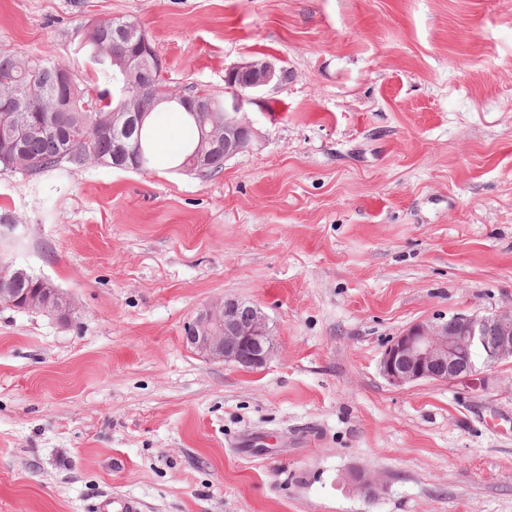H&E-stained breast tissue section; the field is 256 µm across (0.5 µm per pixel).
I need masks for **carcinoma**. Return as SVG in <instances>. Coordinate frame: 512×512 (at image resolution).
Returning <instances> with one entry per match:
<instances>
[{
    "label": "carcinoma",
    "mask_w": 512,
    "mask_h": 512,
    "mask_svg": "<svg viewBox=\"0 0 512 512\" xmlns=\"http://www.w3.org/2000/svg\"><path fill=\"white\" fill-rule=\"evenodd\" d=\"M119 28L136 37L147 36L138 21L119 17L105 22L96 38L79 45V50L93 58L105 74L116 75L118 90L114 97L105 92L91 95L94 87L76 79L69 80V75L74 73L72 67L49 53L39 56L0 54V101L22 96L32 108L30 112L13 113L14 119L27 124L30 131L11 156L4 161L0 159L1 169L37 175L62 164L80 168L92 162L119 170L134 168L132 158L118 153L112 126L120 117V111L147 107V103L137 97V89L151 86L165 87L169 101L164 107L184 113L192 127L180 144L181 161L176 169L203 178L224 169V98L210 93L200 110H191L183 102L187 92L166 82L151 59L141 61L128 73L120 71L112 64V57L127 53L131 39L119 35ZM50 109L58 110L57 131L44 128L38 119L40 113ZM128 140L140 148V169L146 170L161 162L153 146V135L145 130V125L133 127ZM30 159L41 161L42 167L26 170L25 164ZM1 266L10 267L5 287L22 291L42 287L39 278L26 269L13 268L11 262L4 259L0 260Z\"/></svg>",
    "instance_id": "carcinoma-1"
}]
</instances>
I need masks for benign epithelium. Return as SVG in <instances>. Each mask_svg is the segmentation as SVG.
<instances>
[{"mask_svg":"<svg viewBox=\"0 0 512 512\" xmlns=\"http://www.w3.org/2000/svg\"><path fill=\"white\" fill-rule=\"evenodd\" d=\"M148 52L163 67L157 50L146 38L126 54L122 68L139 62ZM282 70L266 59L245 60L224 71V154H234L251 142L252 122L240 114L255 103L251 93L281 80ZM0 304L30 313L51 316L63 324L72 321L74 310L58 288L20 291L0 287ZM250 321H241L242 310ZM184 344L200 357L241 368L267 365L273 350L269 318L256 306L236 298L204 305L184 326ZM512 360V307L489 314L457 313L416 322L392 337L380 360L387 383L405 388L421 381L437 380L474 384L480 367Z\"/></svg>","mask_w":512,"mask_h":512,"instance_id":"benign-epithelium-1","label":"benign epithelium"}]
</instances>
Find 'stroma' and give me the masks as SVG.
<instances>
[{"instance_id":"1","label":"stroma","mask_w":512,"mask_h":512,"mask_svg":"<svg viewBox=\"0 0 512 512\" xmlns=\"http://www.w3.org/2000/svg\"><path fill=\"white\" fill-rule=\"evenodd\" d=\"M138 20L171 85L286 72L250 146L202 178L0 170V257L76 314L0 306V512H512V361L469 389L390 387L417 321L512 306V0H0V52L80 82L88 21ZM236 297L248 370L183 329ZM360 471L374 498L349 481ZM243 309L249 311L248 323L241 321ZM183 340L200 357L248 369L265 367L274 350L269 318L236 298L204 305L184 326Z\"/></svg>"}]
</instances>
